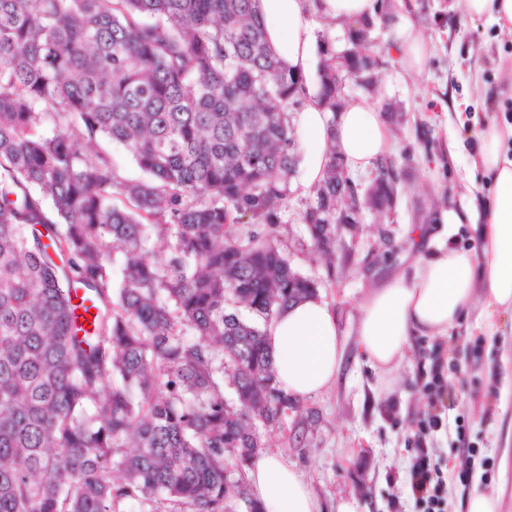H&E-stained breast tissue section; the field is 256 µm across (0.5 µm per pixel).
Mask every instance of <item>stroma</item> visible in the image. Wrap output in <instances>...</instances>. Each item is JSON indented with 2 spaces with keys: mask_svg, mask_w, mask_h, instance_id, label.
Here are the masks:
<instances>
[{
  "mask_svg": "<svg viewBox=\"0 0 512 512\" xmlns=\"http://www.w3.org/2000/svg\"><path fill=\"white\" fill-rule=\"evenodd\" d=\"M418 20L430 55L419 74L386 58L376 87L347 88L348 99L370 94L378 105L397 104L390 122L392 159L414 153L415 166L398 176L400 200L391 223L363 212L360 223L336 227L342 253L334 263L315 251L304 212L310 194L293 192L280 214V238L291 266L315 280L332 306L345 339L341 369L326 391L299 400L280 426L257 425L264 449L282 455L318 498L322 512H338L347 500L358 512H416L407 482L413 435L429 409L421 372L432 354L444 361L448 394L443 424L426 439L444 463L449 512H462L475 489L506 484L512 491V456L504 457V434L512 428V315L486 316L475 306L449 329L447 338H412L397 385L360 354L359 304L375 284L411 271L415 250L411 224L440 234L436 207L465 212L480 173L472 167L479 134L489 124L512 122V91L501 83V64L512 61V43L499 41L486 18L449 11L448 0H417ZM496 331H489L488 321ZM476 453L465 462L459 447Z\"/></svg>",
  "mask_w": 512,
  "mask_h": 512,
  "instance_id": "1",
  "label": "stroma"
}]
</instances>
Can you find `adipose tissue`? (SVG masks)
<instances>
[{
    "mask_svg": "<svg viewBox=\"0 0 512 512\" xmlns=\"http://www.w3.org/2000/svg\"><path fill=\"white\" fill-rule=\"evenodd\" d=\"M453 10L487 17L499 35L512 40V0H452ZM308 0H259L268 41L283 68L300 78L315 74L319 42L309 21ZM416 0H397L401 38L398 61L419 71L428 43L415 23ZM292 124L303 143L295 188L309 191L323 178L330 152L350 170L383 158L389 129L378 105L361 98L331 116L318 97L306 95ZM478 162L488 194L482 200L480 254L438 246L429 249L428 231L411 228L419 251L411 275L400 274L375 285L361 306L357 336L373 367L394 375L415 336L444 338L448 330L483 300L490 311L512 313V124L491 125L480 134ZM273 367L281 386L297 398L319 393L335 381L344 343L336 315L321 298L298 301L266 326ZM252 493L266 512H320V505L297 470L275 455H264L249 469Z\"/></svg>",
    "mask_w": 512,
    "mask_h": 512,
    "instance_id": "1",
    "label": "adipose tissue"
}]
</instances>
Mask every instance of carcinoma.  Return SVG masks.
I'll return each mask as SVG.
<instances>
[{"label": "carcinoma", "instance_id": "1", "mask_svg": "<svg viewBox=\"0 0 512 512\" xmlns=\"http://www.w3.org/2000/svg\"><path fill=\"white\" fill-rule=\"evenodd\" d=\"M258 2L0 0V512H236L232 471L263 512L252 420L277 427L290 401L261 323L317 291L276 232L304 90ZM387 21L348 26L340 52L321 39L328 111L343 82L375 86ZM99 136L144 177L85 148ZM397 179L382 159L361 192L331 148L304 214L319 254L355 208L389 217Z\"/></svg>", "mask_w": 512, "mask_h": 512}]
</instances>
